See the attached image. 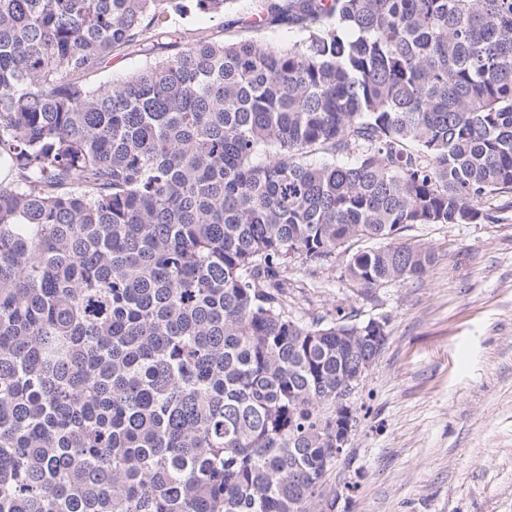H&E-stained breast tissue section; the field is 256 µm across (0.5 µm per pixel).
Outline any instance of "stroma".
I'll list each match as a JSON object with an SVG mask.
<instances>
[{
    "label": "stroma",
    "instance_id": "35a3bbf8",
    "mask_svg": "<svg viewBox=\"0 0 512 512\" xmlns=\"http://www.w3.org/2000/svg\"><path fill=\"white\" fill-rule=\"evenodd\" d=\"M259 0L191 19L217 39L287 46L298 30L249 28ZM438 259L366 300L335 270L295 266L296 317L354 309L388 340L350 397L357 429L332 470L337 512H512V210L483 224H418Z\"/></svg>",
    "mask_w": 512,
    "mask_h": 512
}]
</instances>
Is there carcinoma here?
<instances>
[{
    "label": "carcinoma",
    "instance_id": "obj_1",
    "mask_svg": "<svg viewBox=\"0 0 512 512\" xmlns=\"http://www.w3.org/2000/svg\"><path fill=\"white\" fill-rule=\"evenodd\" d=\"M235 2L0 0V512H335L387 338L296 318L292 265L367 298L432 266L409 228L512 209V0H261L287 48L185 24ZM141 57L136 55L118 56L108 64L107 68L97 77V81L116 80L123 77L141 63Z\"/></svg>",
    "mask_w": 512,
    "mask_h": 512
}]
</instances>
